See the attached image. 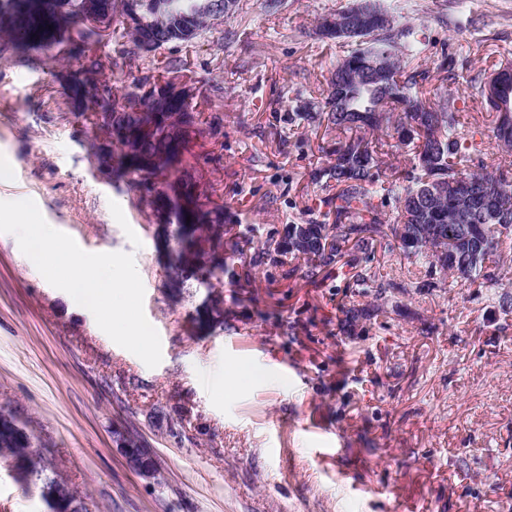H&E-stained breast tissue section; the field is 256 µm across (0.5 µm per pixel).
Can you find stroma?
<instances>
[{
    "label": "stroma",
    "instance_id": "stroma-1",
    "mask_svg": "<svg viewBox=\"0 0 512 512\" xmlns=\"http://www.w3.org/2000/svg\"><path fill=\"white\" fill-rule=\"evenodd\" d=\"M347 3L284 0L271 13L240 0L206 33L145 56L123 53L116 20L95 46L117 93L183 67L196 129L184 171L227 229L219 315L197 281L173 285L147 193L98 171L95 130L66 89L74 43L24 53L0 38V201H34L86 252L132 254L161 340L147 367L0 233V411L89 512H512V313L491 289L380 239L376 279L415 286L351 322L372 296L353 293L348 266L311 280L303 259L244 264L285 225L336 220L334 183L314 178L336 137L288 115L326 90L342 50L318 25ZM395 3L426 45L424 92L452 95L471 121L475 79L512 59V0ZM236 360L248 375L225 387ZM118 427L153 451L156 478L127 467ZM0 512H48L5 458Z\"/></svg>",
    "mask_w": 512,
    "mask_h": 512
}]
</instances>
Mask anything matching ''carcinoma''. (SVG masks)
Segmentation results:
<instances>
[{
  "label": "carcinoma",
  "instance_id": "1",
  "mask_svg": "<svg viewBox=\"0 0 512 512\" xmlns=\"http://www.w3.org/2000/svg\"><path fill=\"white\" fill-rule=\"evenodd\" d=\"M20 0H0V35L23 50H49L71 39L76 31L81 46V62L69 96L82 113L108 118L114 127L132 129L140 140V151L148 165L119 166L115 172L138 185L148 184L155 175L165 177L151 204L158 211L170 210L169 234L173 247L167 268L176 283L198 280L207 272L220 282L224 278V236L227 229L221 211L198 224L187 222L193 216L189 206H203L197 181L179 175L184 159L169 147L168 129L192 126L188 101L179 94L167 110L158 115L138 112L150 77L137 78L117 95L109 81L98 77L100 58L91 53L99 41L100 29L75 25L84 10V0H41L39 12L18 10ZM375 16L358 22L345 37L326 35L350 47L331 71L327 95L306 102L299 119L325 131L336 133V148L317 179L336 183L334 224H288L283 235L268 239L248 265L283 266L287 257L310 262L308 277L315 279L322 268L353 256L350 279L356 288H375L379 298L403 293L413 283L390 279L376 282L368 273L374 260V242L379 235L391 236L390 247H397L409 258L424 259L431 268L464 281L480 280L481 288L500 287L489 268L497 265L501 247L512 240V163L493 171H472L467 162L477 151L475 135L480 120L491 118L488 132L498 146L512 152V62L493 72L504 89L489 92L486 79L475 80L474 88L486 106L480 119L463 123L454 99L435 103L422 91L428 71L419 64L423 49L410 28L395 26L394 8L386 0H373ZM153 15L141 11L136 31H127L132 46L126 53L141 52V39L152 35ZM387 51L401 55L402 63L386 78L355 82L349 74L365 72L370 63ZM391 129L399 143L409 148V165L390 171L379 152V141L370 132ZM446 185L448 194L430 200L424 186ZM465 195L475 217L462 225L457 200ZM380 201H375V198Z\"/></svg>",
  "mask_w": 512,
  "mask_h": 512
}]
</instances>
